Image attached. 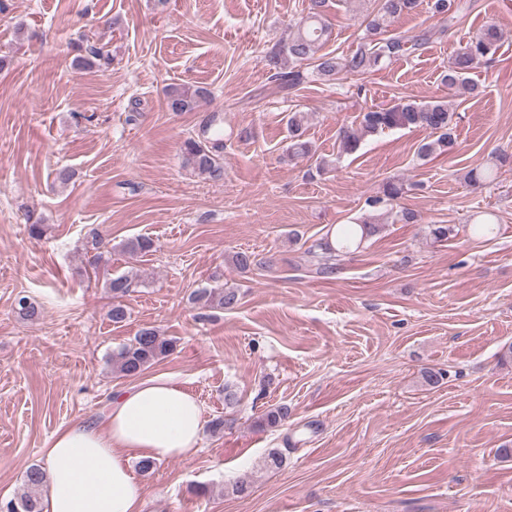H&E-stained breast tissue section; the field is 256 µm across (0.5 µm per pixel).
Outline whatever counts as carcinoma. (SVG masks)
Instances as JSON below:
<instances>
[{"label":"carcinoma","instance_id":"carcinoma-1","mask_svg":"<svg viewBox=\"0 0 512 512\" xmlns=\"http://www.w3.org/2000/svg\"><path fill=\"white\" fill-rule=\"evenodd\" d=\"M327 2L308 0L305 16L294 23L292 34L269 58L274 79L292 85L301 79L300 67L303 65L310 66L311 73L319 80H340L344 76L362 79L375 71L382 62L425 46L433 36L430 28L411 36L387 33L388 19L416 10L420 0H375L377 9L366 15V36L357 48L348 55L323 53L321 47L331 33L327 20ZM469 8L467 0H433L431 5L433 15L448 21L450 25L457 22ZM501 39L502 32L496 25H485L456 52L442 76V84L455 89L460 96L473 94L477 84L470 80L469 74L484 58L496 53ZM77 50L78 61L81 63L93 64L97 60L106 65L111 63V58L103 54L102 48L89 42L77 46ZM207 95L208 91L203 87L172 86L166 91V100L173 112H194ZM454 116L448 101L442 97L401 98L386 108H367L360 113L358 127H339V154L354 152L363 137L387 129L422 128L430 131L434 138L420 144L417 151L419 159L450 155L456 148L452 133ZM307 120V114L298 109L288 115L289 153L296 159H310L316 154L312 143L305 139ZM222 123L219 113L209 114L198 132L186 138L181 146L184 165L214 181L224 179L222 155L225 142ZM403 194V185L389 182L384 187L383 196L370 200L369 204L372 207L385 202L391 205ZM381 230L382 224L375 215H368L355 224L340 225L332 237L312 245L311 255L316 258V273L324 276L335 273L338 257L358 250ZM471 230L473 235L487 238L494 234L495 223L490 214L478 213ZM232 265L242 273L248 272L256 265L255 256L247 251H238L232 256ZM106 285L113 299L110 318L115 324L122 323L126 320L127 311L121 298L130 292L132 279L127 276L110 278ZM191 300L202 302L210 308L231 310L239 305L240 295L232 288L204 287L195 290ZM173 350L172 340L161 336L153 328L145 327L137 332L131 343L112 352L110 362L121 376L134 377ZM290 415L288 405L278 404L262 414L258 425L266 429L278 428L288 421ZM43 479L41 467L30 468L24 477L23 490L5 504L6 512H43L42 503L37 497L43 487Z\"/></svg>","mask_w":512,"mask_h":512}]
</instances>
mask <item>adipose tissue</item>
<instances>
[{
    "label": "adipose tissue",
    "mask_w": 512,
    "mask_h": 512,
    "mask_svg": "<svg viewBox=\"0 0 512 512\" xmlns=\"http://www.w3.org/2000/svg\"><path fill=\"white\" fill-rule=\"evenodd\" d=\"M203 427L191 393L161 377L136 383L113 398L104 423L77 419L52 435L45 512H140L131 459L189 457Z\"/></svg>",
    "instance_id": "1"
}]
</instances>
